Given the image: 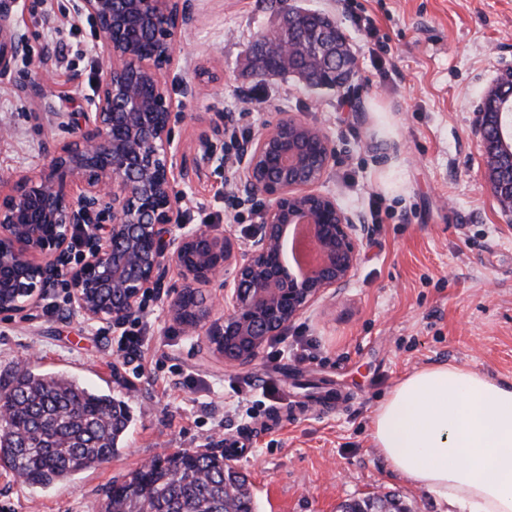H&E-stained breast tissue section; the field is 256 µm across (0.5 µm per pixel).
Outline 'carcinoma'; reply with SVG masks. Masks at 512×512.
Returning a JSON list of instances; mask_svg holds the SVG:
<instances>
[{
	"mask_svg": "<svg viewBox=\"0 0 512 512\" xmlns=\"http://www.w3.org/2000/svg\"><path fill=\"white\" fill-rule=\"evenodd\" d=\"M296 22L285 38L303 48L296 63L307 70V86L314 88L313 63L325 65L315 51L322 27L331 20L315 12L295 14ZM253 43L250 53L256 75H283L277 61L260 53ZM12 410L8 430L0 431V467L23 476V484L46 488L70 481L102 458H112L123 443L129 415L110 395L90 388L62 372L38 367L13 375L0 384V401ZM235 482L242 494L224 505V483ZM400 512L394 499L353 501L344 512ZM103 512H256L247 479L224 456L174 452L158 459L149 470L136 469L112 484Z\"/></svg>",
	"mask_w": 512,
	"mask_h": 512,
	"instance_id": "cac0c4a2",
	"label": "carcinoma"
}]
</instances>
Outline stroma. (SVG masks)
Returning a JSON list of instances; mask_svg holds the SVG:
<instances>
[{"instance_id":"1","label":"stroma","mask_w":512,"mask_h":512,"mask_svg":"<svg viewBox=\"0 0 512 512\" xmlns=\"http://www.w3.org/2000/svg\"><path fill=\"white\" fill-rule=\"evenodd\" d=\"M290 7L336 20L354 57L341 89L306 88L294 77L259 81L249 63L258 34ZM24 49L0 71V191L36 174L48 146L69 139L104 65L95 32L73 0H12ZM192 23L178 59L164 70L180 100L176 141L196 161L192 183H176L193 225L232 236L243 256L266 199H246L238 169L224 164L229 127L250 104L252 130L293 112L333 140L336 160L322 188L366 223L351 284L315 302L287 336L310 340L309 359L262 352L230 367L185 336L167 307L180 287L170 271L145 307L154 365L119 359L112 326L88 325L62 290L53 312L0 315V381L20 366L63 371L123 403L131 424L110 464L44 490L0 468V512H101L113 481L175 451L222 453L244 441L230 464L245 474L259 512H341L373 496L400 499L409 512H447L426 490L392 472L374 447L373 410L415 369L455 362L512 380V218L487 178L476 118L484 96L512 71V0H190ZM376 31L367 36L365 18ZM44 96L31 90L42 73ZM197 94L183 98V83ZM212 131L208 148L199 134ZM229 213L240 214L227 223ZM192 376L194 387L180 386ZM274 396L262 397L264 385ZM341 390L344 408L268 425L274 407Z\"/></svg>"}]
</instances>
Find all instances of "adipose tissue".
<instances>
[{
  "label": "adipose tissue",
  "mask_w": 512,
  "mask_h": 512,
  "mask_svg": "<svg viewBox=\"0 0 512 512\" xmlns=\"http://www.w3.org/2000/svg\"><path fill=\"white\" fill-rule=\"evenodd\" d=\"M371 437L448 512H512V381L455 363L414 371L376 405Z\"/></svg>",
  "instance_id": "adipose-tissue-1"
}]
</instances>
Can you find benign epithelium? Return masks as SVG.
<instances>
[{
  "label": "benign epithelium",
  "instance_id": "1",
  "mask_svg": "<svg viewBox=\"0 0 512 512\" xmlns=\"http://www.w3.org/2000/svg\"><path fill=\"white\" fill-rule=\"evenodd\" d=\"M76 13L94 25L105 66L89 109L72 138L46 153L43 170L21 175L0 195V315H25L46 296L67 261L73 232L84 249L66 269L68 301L89 323L120 325L139 308L143 294L160 285L170 268L183 286L170 316L185 335L203 337L226 365L246 366L269 337L295 322L317 299L349 285L357 269L363 225L331 193L320 190L335 149L323 129L292 112H280L246 144L239 184L268 199L263 223L224 282V316L210 319L200 301L183 314L185 295L223 276L233 254L228 233L196 228L174 192L191 181L185 152L172 135L177 104L164 87L163 69L177 51L191 18L186 0H74ZM288 24L258 35L287 68L301 49L282 36ZM329 68L320 87L335 89L350 76L351 61L336 41V26L320 41ZM22 51L9 5L0 0V70ZM512 83L499 87L478 113L482 135L494 130L506 145L504 112L512 107ZM494 193L512 216V172L500 168L486 144ZM311 225L323 255L318 267L293 273L284 259L289 227Z\"/></svg>",
  "mask_w": 512,
  "mask_h": 512
}]
</instances>
